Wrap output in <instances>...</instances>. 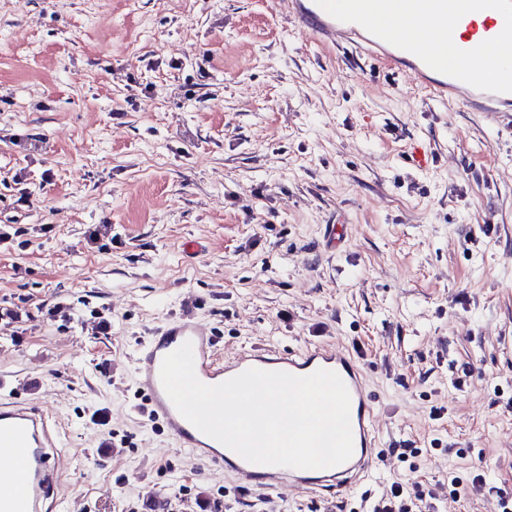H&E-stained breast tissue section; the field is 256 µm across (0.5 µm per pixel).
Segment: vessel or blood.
Instances as JSON below:
<instances>
[{
  "label": "vessel or blood",
  "instance_id": "vessel-or-blood-1",
  "mask_svg": "<svg viewBox=\"0 0 512 512\" xmlns=\"http://www.w3.org/2000/svg\"><path fill=\"white\" fill-rule=\"evenodd\" d=\"M288 16L295 30L323 43L346 34L360 52L411 73L439 101L461 96L472 111L496 117L512 113V65L502 56L503 46L512 44V0H288ZM410 18L425 22V29L400 32V23ZM450 23L459 33L452 62L434 46ZM186 342L193 347L196 376L207 385L250 369L297 376L336 372L351 397V458L318 470L255 464L200 432L176 409L160 378L164 358ZM216 345L211 330L183 314L159 327L133 357L134 381L151 417L198 464L264 491L288 485L330 492L352 486L372 470L379 457L372 400L365 373L349 352L328 345L299 353L253 348L226 359L217 355ZM57 444L52 415L18 402L0 404V512H48L58 479L51 454Z\"/></svg>",
  "mask_w": 512,
  "mask_h": 512
}]
</instances>
